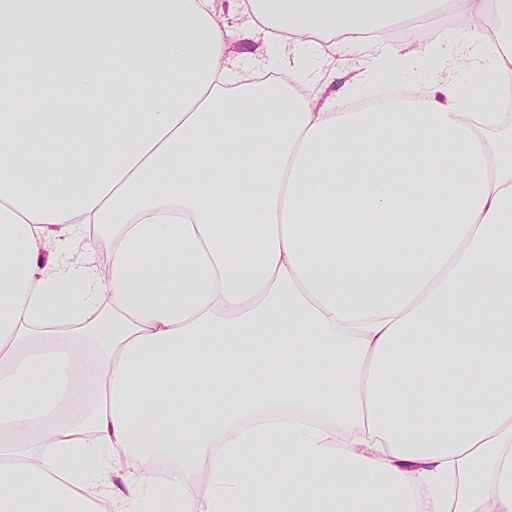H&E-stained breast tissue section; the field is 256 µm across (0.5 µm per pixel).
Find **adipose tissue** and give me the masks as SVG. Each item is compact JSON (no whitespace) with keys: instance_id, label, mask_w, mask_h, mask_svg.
Returning a JSON list of instances; mask_svg holds the SVG:
<instances>
[{"instance_id":"ef3b65f1","label":"adipose tissue","mask_w":512,"mask_h":512,"mask_svg":"<svg viewBox=\"0 0 512 512\" xmlns=\"http://www.w3.org/2000/svg\"><path fill=\"white\" fill-rule=\"evenodd\" d=\"M447 14L458 60L395 34ZM353 49L434 72L301 80ZM461 64L512 93V0H0V512H512V113ZM433 67V60L424 57L418 64L412 67L391 69L381 80L401 89L421 87L428 81ZM456 75L461 95L480 98L486 106H493L495 100L494 87L481 71L474 68L460 67Z\"/></svg>"}]
</instances>
